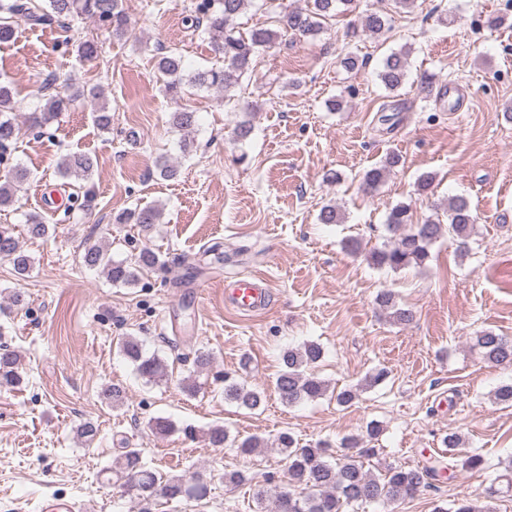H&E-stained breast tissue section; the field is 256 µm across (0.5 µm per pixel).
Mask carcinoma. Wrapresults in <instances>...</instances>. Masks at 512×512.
<instances>
[{"mask_svg": "<svg viewBox=\"0 0 512 512\" xmlns=\"http://www.w3.org/2000/svg\"><path fill=\"white\" fill-rule=\"evenodd\" d=\"M47 8L37 13L24 0H0V42L10 41L16 32L17 19L24 18L34 24L46 19L72 20L90 19L111 29L112 36L123 38L128 34V18L119 8V0H46ZM251 0H197L195 20L205 24L215 51L222 56L221 64L209 68L186 72L184 58L170 52L158 58L157 69L163 80L167 95L180 97L187 87L229 91L237 86L251 66L252 60L270 48L278 39V31L259 28L247 35L235 31L237 18L246 12ZM354 0H308L307 8H296L285 12L279 23L284 29L302 37H314L324 28L325 20L349 9ZM365 31L378 35L388 25L385 15L367 11L361 15ZM410 49L393 50L383 60L378 78L386 90L395 92L401 88L408 76ZM48 87L54 90L45 99L42 109L30 117L31 125L43 126L67 109L77 98L85 95L97 101L93 111L95 124L102 130L112 126V108L109 107L104 89L96 87L90 91L74 88L59 77L50 79ZM15 110L13 87L0 81V149H6L18 137L20 127L9 114ZM170 125L185 134L193 132L197 125V112L181 107L170 114ZM399 163V157L391 155L382 163L366 170L365 186L375 189ZM91 156L70 153L61 159L58 172L66 179L87 181L94 170ZM26 168L15 165L0 176V207L13 203L17 193L28 181ZM443 212L447 222L439 217H427L422 223H412V204L399 202L387 212L385 229L393 234L391 243L375 249L367 256L368 263L377 269L398 271L408 267L425 268L431 259V247L445 236L467 248L474 233L477 216L470 202L463 196L448 199ZM163 208L146 205L129 210L117 218L120 224L133 223L149 231L162 223ZM0 258L12 262L16 272H28L31 261L20 249L18 240L8 226H0ZM83 264L89 268H100L114 284L136 285L140 271L145 268L163 269L159 256L143 248L133 263L114 261L108 249L92 246L83 255ZM378 305L386 310L393 321L405 324L413 319V312L398 305L395 294L383 291L377 297ZM473 347L482 358L491 364H512V340L485 331L475 338ZM123 355L134 365L136 373L146 382H158L167 377L164 362L155 354L146 355L142 342L135 336H123L119 340ZM323 356L320 344L310 341L299 347H289L280 355V369L275 378V390L281 402L293 406L306 401H315L329 391L326 380L314 373L315 364ZM20 360L16 351L0 346V385L20 386L23 376L19 371ZM224 400L249 411L259 409L265 400L263 393L226 377L224 378ZM149 428L156 434L169 435L177 425L168 417H153ZM205 441L214 448H235L242 456L259 454L266 448L264 440L249 436L242 440L230 438L226 428L214 426L205 433ZM326 442L299 445L295 437L284 432L277 438V449L288 460V487L274 491L259 489L253 494L255 512H358L373 504L391 506L411 497L417 492L432 487L440 472L450 468L441 458L428 460L416 467H386L384 473L374 475L365 469L363 457L370 452L365 448L355 454L345 453L332 458ZM124 493L133 501L150 504L158 497L168 500H203L209 496L214 475L197 473L190 479L181 476L158 477L156 472L142 462L140 451L127 448L112 463Z\"/></svg>", "mask_w": 512, "mask_h": 512, "instance_id": "1", "label": "carcinoma"}]
</instances>
